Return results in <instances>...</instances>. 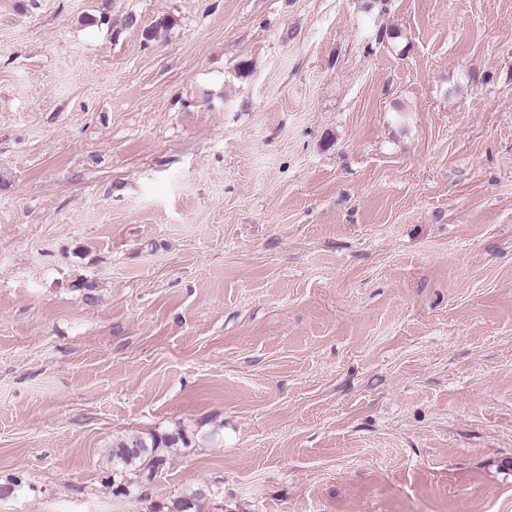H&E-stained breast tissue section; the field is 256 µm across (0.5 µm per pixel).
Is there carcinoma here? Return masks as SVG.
<instances>
[{"label":"carcinoma","instance_id":"cac0c4a2","mask_svg":"<svg viewBox=\"0 0 512 512\" xmlns=\"http://www.w3.org/2000/svg\"><path fill=\"white\" fill-rule=\"evenodd\" d=\"M188 447L183 433L154 435L150 439L135 438L121 440L112 448V458L116 471L133 477L137 482L146 484L156 475L165 463L162 451ZM207 498L203 490H195L175 505V512H203L201 501Z\"/></svg>","mask_w":512,"mask_h":512}]
</instances>
